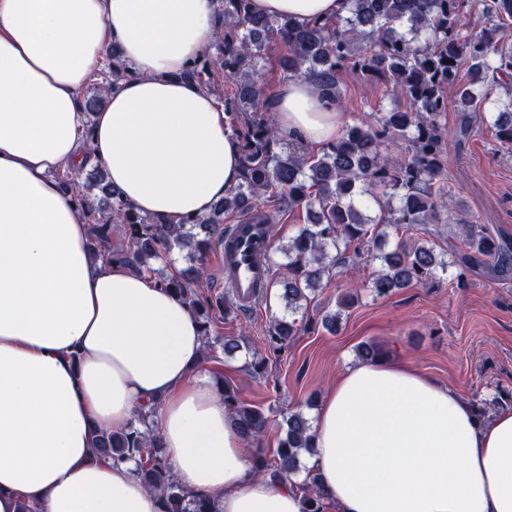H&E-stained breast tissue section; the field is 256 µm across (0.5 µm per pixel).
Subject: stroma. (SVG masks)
Segmentation results:
<instances>
[{
    "mask_svg": "<svg viewBox=\"0 0 512 512\" xmlns=\"http://www.w3.org/2000/svg\"><path fill=\"white\" fill-rule=\"evenodd\" d=\"M347 110L341 125L376 122L381 113L404 107L383 82L349 71L341 77ZM440 123L448 154V198L462 201L478 223L512 240V153L501 149L488 121L476 120L468 139H458V114L447 110ZM377 261L347 265L311 304L318 311H341L336 332L322 326L305 329L288 351L272 361L265 376L243 371L246 351L203 362L211 376L224 377L242 401L264 409L292 408L312 415L317 401L337 375L357 363L358 345L380 344L388 357L407 359L437 381L454 386L466 401L492 400L512 390V278L479 272L466 287L442 280L439 287H410L377 297L361 291L354 305L341 310L338 298L352 283L368 281ZM278 297L236 312L217 327L220 336H244L264 343L272 318L285 315Z\"/></svg>",
    "mask_w": 512,
    "mask_h": 512,
    "instance_id": "35a3bbf8",
    "label": "stroma"
}]
</instances>
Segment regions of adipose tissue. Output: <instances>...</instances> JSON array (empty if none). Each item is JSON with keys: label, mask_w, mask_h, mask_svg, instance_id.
Returning <instances> with one entry per match:
<instances>
[{"label": "adipose tissue", "mask_w": 512, "mask_h": 512, "mask_svg": "<svg viewBox=\"0 0 512 512\" xmlns=\"http://www.w3.org/2000/svg\"><path fill=\"white\" fill-rule=\"evenodd\" d=\"M251 7L308 24L350 4ZM223 27L215 0H0V512H161L133 463L90 447L93 429H124L156 401L185 489L217 512H302L293 483L254 472L201 370L195 315L153 279L94 259L54 177L99 164L143 214L208 213L239 181V147L223 102L181 74ZM110 47L128 75L89 119L81 92ZM274 109L306 145L341 133L309 81L282 84ZM312 434L310 467L333 512H512V407L479 417L408 360L345 368Z\"/></svg>", "instance_id": "ef3b65f1"}]
</instances>
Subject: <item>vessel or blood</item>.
Returning a JSON list of instances; mask_svg holds the SVG:
<instances>
[{
  "instance_id": "b4317fda",
  "label": "vessel or blood",
  "mask_w": 512,
  "mask_h": 512,
  "mask_svg": "<svg viewBox=\"0 0 512 512\" xmlns=\"http://www.w3.org/2000/svg\"><path fill=\"white\" fill-rule=\"evenodd\" d=\"M233 251V268L225 276L235 302L241 307H251L255 301L257 281L265 277V269L255 263V255L261 245L256 225L239 220L229 234Z\"/></svg>"
}]
</instances>
